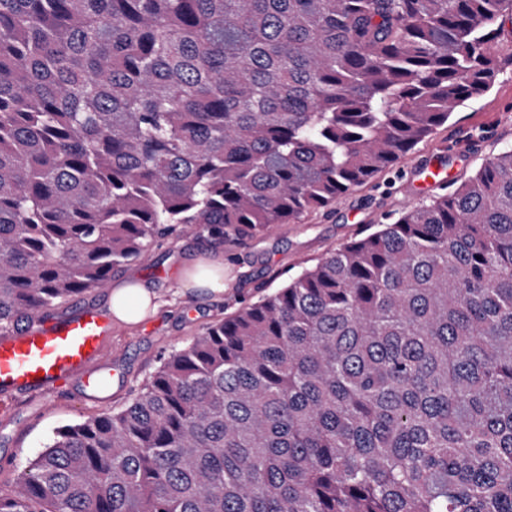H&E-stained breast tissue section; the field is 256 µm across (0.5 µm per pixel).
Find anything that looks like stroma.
I'll use <instances>...</instances> for the list:
<instances>
[{"label":"stroma","instance_id":"1","mask_svg":"<svg viewBox=\"0 0 512 512\" xmlns=\"http://www.w3.org/2000/svg\"><path fill=\"white\" fill-rule=\"evenodd\" d=\"M496 52L499 73L485 97L466 102L392 171L328 208L234 247L203 233L178 231L155 239L142 256L115 269L113 280H139L157 293L159 302L157 313L142 324L112 327L107 350L122 374L121 382L100 398L77 389L46 397H0V486L13 483L46 448L56 428L130 402L164 357L210 324L262 292L284 286L338 245L393 223L419 205V198L406 195L402 185L410 176L424 180L425 165H442L450 176L447 184L430 189L435 197L472 177L494 154L512 148V33L501 35ZM202 259L224 264L222 301L202 300L180 286L182 274Z\"/></svg>","mask_w":512,"mask_h":512}]
</instances>
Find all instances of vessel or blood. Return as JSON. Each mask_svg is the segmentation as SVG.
<instances>
[{"label": "vessel or blood", "instance_id": "vessel-or-blood-1", "mask_svg": "<svg viewBox=\"0 0 512 512\" xmlns=\"http://www.w3.org/2000/svg\"><path fill=\"white\" fill-rule=\"evenodd\" d=\"M111 334V320L84 306L0 336V396H42L70 386L101 393L114 376L105 348Z\"/></svg>", "mask_w": 512, "mask_h": 512}]
</instances>
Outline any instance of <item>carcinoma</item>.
<instances>
[{
	"instance_id": "cac0c4a2",
	"label": "carcinoma",
	"mask_w": 512,
	"mask_h": 512,
	"mask_svg": "<svg viewBox=\"0 0 512 512\" xmlns=\"http://www.w3.org/2000/svg\"><path fill=\"white\" fill-rule=\"evenodd\" d=\"M512 0H0V334L240 245L495 84ZM0 512H512V148L65 425Z\"/></svg>"
}]
</instances>
